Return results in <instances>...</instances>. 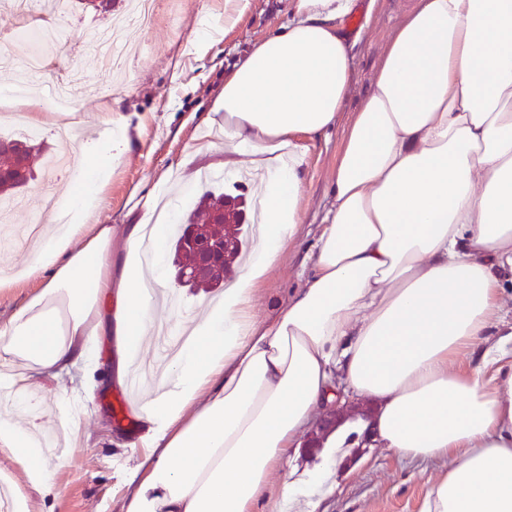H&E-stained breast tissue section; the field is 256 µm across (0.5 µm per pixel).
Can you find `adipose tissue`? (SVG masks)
I'll use <instances>...</instances> for the list:
<instances>
[{
    "mask_svg": "<svg viewBox=\"0 0 512 512\" xmlns=\"http://www.w3.org/2000/svg\"><path fill=\"white\" fill-rule=\"evenodd\" d=\"M356 0H290L288 19L224 73L227 169L261 171L256 252L221 299L184 319L149 302L165 287L163 220L143 203L115 238L85 228L130 144L125 118L98 117L72 194L43 197L27 274L38 294L0 321V459L26 489L0 483L13 512L28 492L60 497L62 439L79 436L76 365L124 383L163 325L186 341L140 397L142 453L119 512H318L336 458L306 480L288 469L335 377L373 404L376 441L441 463L421 512H512V332L490 340L512 296V0H417L398 23L349 127L312 271L278 313L252 314L258 285L296 240L308 146L353 93L342 34ZM466 360L462 370L450 368ZM58 382L48 429L27 425L37 380Z\"/></svg>",
    "mask_w": 512,
    "mask_h": 512,
    "instance_id": "adipose-tissue-1",
    "label": "adipose tissue"
}]
</instances>
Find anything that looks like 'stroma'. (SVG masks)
<instances>
[{
  "label": "stroma",
  "mask_w": 512,
  "mask_h": 512,
  "mask_svg": "<svg viewBox=\"0 0 512 512\" xmlns=\"http://www.w3.org/2000/svg\"><path fill=\"white\" fill-rule=\"evenodd\" d=\"M128 0H112L109 10L100 11L84 0H62L54 21L60 37L46 57L44 69L35 74L42 88L71 79V92L78 112L92 116L113 110L130 125L131 146L112 168L101 191V207L91 223L122 227L134 223L135 202L143 195L166 193L169 186L187 182L177 201L180 213H188L203 193L197 182L203 158L193 157L194 148L204 142H218L217 128L207 126L208 113L221 109L224 71L231 67L251 43L263 39L286 17L288 0H251L249 9L233 26L224 24V0H157L152 26L130 27L121 37L128 52V69L123 80H115L93 46L96 32L111 16L122 13ZM209 3L208 23H200V5ZM414 0H358L357 28L349 30L353 40L352 82L356 92L338 113L334 125L310 140L302 174L301 225L297 239L282 255L279 264L260 285L254 306L258 319L273 314L301 273L307 272L310 256L332 204V185L347 129L360 94L371 83L394 26ZM38 15L20 19L0 6V45L11 50L15 60L33 53L32 42L22 36L25 28L40 27ZM208 49L197 53L199 39ZM94 130L61 142L54 131L40 133L44 151L32 160L35 178L18 193L21 201L38 197L54 186L68 189L64 172H49V156L64 154L76 159L87 148ZM24 208H14L0 217V267L14 274V281L0 288V319L8 318L34 295L40 282L22 277L28 264L27 249L17 247L20 225L29 223ZM67 388L93 393V414L83 423L86 435L68 456V465L57 471L55 480L62 490L60 500L32 497L33 512H116V503L130 468L134 464L130 444L138 440L142 427L111 422L113 402L122 394L119 385H107L103 370L87 371L78 366L65 376ZM363 460L338 478L335 492L322 505L323 512H420L429 479L440 472L433 462L407 461L383 448H363Z\"/></svg>",
  "instance_id": "1"
}]
</instances>
